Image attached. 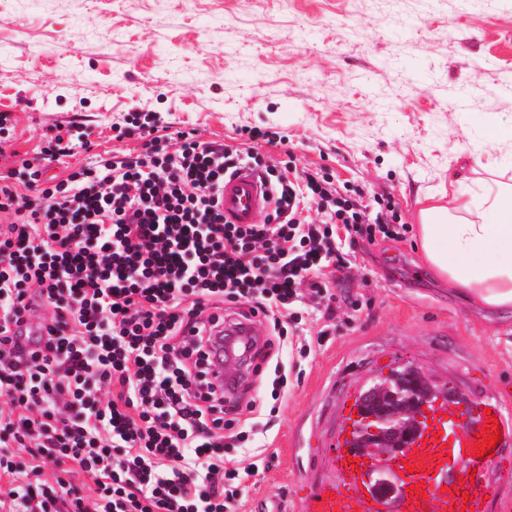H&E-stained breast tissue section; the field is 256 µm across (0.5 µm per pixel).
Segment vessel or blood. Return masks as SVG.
<instances>
[{"label": "vessel or blood", "instance_id": "1", "mask_svg": "<svg viewBox=\"0 0 512 512\" xmlns=\"http://www.w3.org/2000/svg\"><path fill=\"white\" fill-rule=\"evenodd\" d=\"M274 192L261 174L244 167L227 177L218 196L219 208L226 222L231 224L260 223L266 212L273 207ZM264 329L259 322H243L229 329L226 354L239 359L252 356L257 336ZM497 417L503 443L512 442V420L504 412L500 399L473 401L460 412L440 407L436 417L417 436L415 449L409 452L406 463L414 470L399 480L402 488L421 486V493L413 494L404 505V512H425L434 507L435 512H463V505L479 506L481 499L489 494L490 485L480 478L494 464L493 459L477 457L472 453L476 434L487 425L489 417ZM475 471L478 480L464 483L463 493L450 494L449 486L455 484V469ZM301 512H369L367 500L352 485L336 488L335 484L312 487L303 498Z\"/></svg>", "mask_w": 512, "mask_h": 512}]
</instances>
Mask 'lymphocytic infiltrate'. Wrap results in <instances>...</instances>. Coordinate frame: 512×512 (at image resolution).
Returning <instances> with one entry per match:
<instances>
[{"instance_id": "f902f5d3", "label": "lymphocytic infiltrate", "mask_w": 512, "mask_h": 512, "mask_svg": "<svg viewBox=\"0 0 512 512\" xmlns=\"http://www.w3.org/2000/svg\"><path fill=\"white\" fill-rule=\"evenodd\" d=\"M137 154L47 134L0 167V484L10 512H232L254 401L212 381L214 328L262 315L252 371L302 316V289L342 264L343 239H397L350 212L317 173L262 161L134 113ZM63 162L65 176L48 165ZM251 166L275 191L260 224H229L216 194ZM344 234H337L336 224ZM56 469L55 482L44 477Z\"/></svg>"}]
</instances>
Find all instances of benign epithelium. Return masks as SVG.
I'll list each match as a JSON object with an SVG mask.
<instances>
[{
	"label": "benign epithelium",
	"instance_id": "1",
	"mask_svg": "<svg viewBox=\"0 0 512 512\" xmlns=\"http://www.w3.org/2000/svg\"><path fill=\"white\" fill-rule=\"evenodd\" d=\"M464 399L449 383L439 382L414 364H400L382 375L358 397L359 420L352 451L370 461L368 477L376 497L386 505L395 492L389 458L405 452L427 425L437 402Z\"/></svg>",
	"mask_w": 512,
	"mask_h": 512
}]
</instances>
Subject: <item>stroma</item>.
Returning <instances> with one entry per match:
<instances>
[{
    "instance_id": "35a3bbf8",
    "label": "stroma",
    "mask_w": 512,
    "mask_h": 512,
    "mask_svg": "<svg viewBox=\"0 0 512 512\" xmlns=\"http://www.w3.org/2000/svg\"><path fill=\"white\" fill-rule=\"evenodd\" d=\"M466 107H458V100ZM0 111L12 149L36 156L44 133L83 125L97 153H138L114 123L156 112L174 129L233 147L247 129L278 133L271 163L324 174L367 215L405 225L402 240L351 243L305 293L307 356L284 349L248 391L265 466L244 478L235 512H298L308 481L343 483L328 465L349 438L350 404L404 362L512 416V311L478 308L434 276L418 215L476 178L512 183V141L489 145L484 120L512 124V0H0Z\"/></svg>"
}]
</instances>
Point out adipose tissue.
Segmentation results:
<instances>
[{"mask_svg": "<svg viewBox=\"0 0 512 512\" xmlns=\"http://www.w3.org/2000/svg\"><path fill=\"white\" fill-rule=\"evenodd\" d=\"M423 253L450 287L477 306L512 309V185L483 182L471 198L421 212Z\"/></svg>", "mask_w": 512, "mask_h": 512, "instance_id": "adipose-tissue-1", "label": "adipose tissue"}]
</instances>
